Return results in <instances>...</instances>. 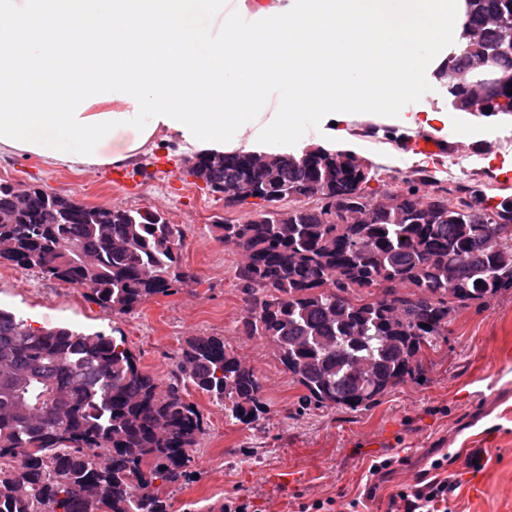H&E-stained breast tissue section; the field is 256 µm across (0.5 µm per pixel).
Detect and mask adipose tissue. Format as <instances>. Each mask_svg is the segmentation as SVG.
Listing matches in <instances>:
<instances>
[{
    "label": "adipose tissue",
    "instance_id": "1",
    "mask_svg": "<svg viewBox=\"0 0 512 512\" xmlns=\"http://www.w3.org/2000/svg\"><path fill=\"white\" fill-rule=\"evenodd\" d=\"M466 0H0V153L127 166L176 138L199 153L301 152L303 116L345 150L359 114L471 137L409 109L464 39ZM207 29L191 26L196 11Z\"/></svg>",
    "mask_w": 512,
    "mask_h": 512
}]
</instances>
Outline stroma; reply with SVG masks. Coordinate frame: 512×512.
<instances>
[{"instance_id":"1","label":"stroma","mask_w":512,"mask_h":512,"mask_svg":"<svg viewBox=\"0 0 512 512\" xmlns=\"http://www.w3.org/2000/svg\"><path fill=\"white\" fill-rule=\"evenodd\" d=\"M429 152L415 150L403 129L357 124L355 152L377 162V190H402L427 174L442 186H483L488 194H512V121L490 117L469 141L429 133ZM192 149L159 140L128 167L82 171L32 155L0 156V181L43 186L95 206L152 207L184 231L181 261L197 287L150 298L128 315L115 316L92 302L89 292L43 277L36 270L0 265V307L39 325L63 324L84 332L120 329L145 369L168 381L177 353L190 336H221L257 371L267 413L253 424L227 420L223 406L187 388L184 395L203 416L191 449L192 478L170 490L174 512H215L241 499L249 512H302L324 502L323 512H350L370 465L394 458L395 470L380 483L370 512H386L397 487L414 484L431 460L447 457L459 488L448 512H512V293L461 311L448 338L423 358L421 379L392 388L355 410L300 411L302 388L273 355L268 342L242 335L243 294L235 278L238 257L224 245L216 218L247 221L250 206L228 207L188 173ZM480 469L468 466L473 451Z\"/></svg>"}]
</instances>
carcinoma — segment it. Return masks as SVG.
Segmentation results:
<instances>
[{
  "instance_id": "1",
  "label": "carcinoma",
  "mask_w": 512,
  "mask_h": 512,
  "mask_svg": "<svg viewBox=\"0 0 512 512\" xmlns=\"http://www.w3.org/2000/svg\"><path fill=\"white\" fill-rule=\"evenodd\" d=\"M465 41L437 76L448 103L474 117L512 114V0H468ZM497 54L499 82L471 109L470 60ZM270 195L259 217L223 221L240 258V332L273 348L301 386V409L365 407L421 375L464 309L512 292V195L421 178L370 189L375 166L321 146L274 159L243 150L204 172L214 193L253 195L251 163ZM0 182V264L80 286L116 316L173 295L191 279L183 233L155 208L88 206L48 188ZM403 196L396 209L386 200ZM317 200L313 206L309 199ZM353 213L336 223V207ZM191 385L243 424L266 414L256 371L222 336H189L168 384L140 365L124 336L65 326L32 329L0 308V512H172L166 488L190 477L203 429Z\"/></svg>"
}]
</instances>
